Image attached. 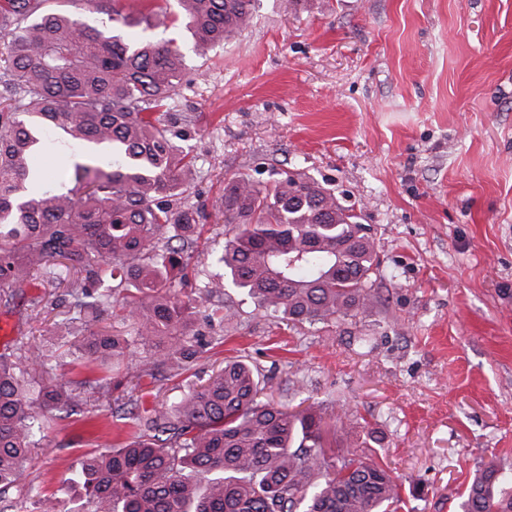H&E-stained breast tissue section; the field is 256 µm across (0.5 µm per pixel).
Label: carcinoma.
<instances>
[{
  "label": "carcinoma",
  "instance_id": "carcinoma-1",
  "mask_svg": "<svg viewBox=\"0 0 512 512\" xmlns=\"http://www.w3.org/2000/svg\"><path fill=\"white\" fill-rule=\"evenodd\" d=\"M170 0H0V66L9 98L0 102V302L33 276L65 285L70 322L88 309L109 312L127 330L74 335L65 355L87 374L59 379L42 347L20 342L0 353V494L15 487L32 449L45 439L33 412L69 407L76 391L112 378L116 400L137 381L185 371L205 347L190 317L229 322L207 293L231 285L265 314L292 326L329 327L379 304L375 237L355 206L298 170L261 186L224 181L225 233L218 262L225 279L183 301L173 275L204 225L181 204L195 187L193 159L174 138L172 96L183 56L174 41L124 38L85 23L102 12L123 27L168 19ZM205 53L254 19L256 0H177ZM72 151L102 145L111 155L76 163L53 186L33 173L34 147ZM181 250L151 249L152 242ZM145 353L135 378L114 364ZM124 442L71 463L63 483L77 489L73 512H399L403 498L387 464L365 453L327 455L322 410L289 409L261 398L256 367L224 362L198 390L163 408L137 411ZM38 512H62L56 494L28 492ZM459 512H512V475L489 463L461 495Z\"/></svg>",
  "mask_w": 512,
  "mask_h": 512
}]
</instances>
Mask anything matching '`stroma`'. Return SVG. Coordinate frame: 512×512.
Returning a JSON list of instances; mask_svg holds the SVG:
<instances>
[{
    "label": "stroma",
    "mask_w": 512,
    "mask_h": 512,
    "mask_svg": "<svg viewBox=\"0 0 512 512\" xmlns=\"http://www.w3.org/2000/svg\"><path fill=\"white\" fill-rule=\"evenodd\" d=\"M147 35L183 55L172 105L198 169L185 204L205 226L187 288L224 274L225 178L293 168L361 209L383 277L371 315L330 328L291 329L237 289L214 294L234 324L196 316L210 350L189 371L143 378L139 406L241 356L267 375V399L318 402L332 447L382 458L409 490L402 512H457L488 463L512 472V0H305L291 13L258 0L253 24L204 57L184 23ZM69 302L33 279L0 304V351L24 337L61 348ZM112 407L107 390H85L58 412L7 500L42 487L73 504L67 467L126 438Z\"/></svg>",
    "instance_id": "35a3bbf8"
}]
</instances>
